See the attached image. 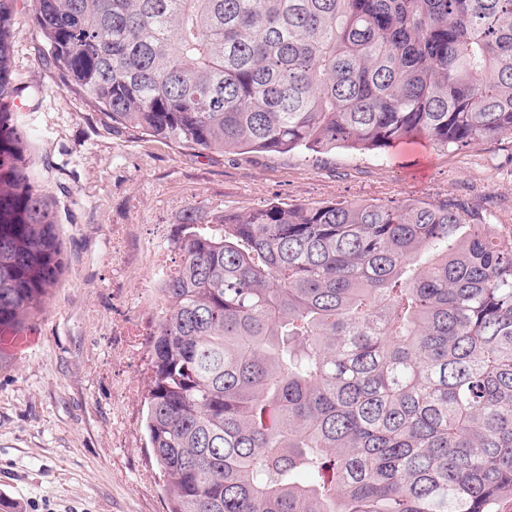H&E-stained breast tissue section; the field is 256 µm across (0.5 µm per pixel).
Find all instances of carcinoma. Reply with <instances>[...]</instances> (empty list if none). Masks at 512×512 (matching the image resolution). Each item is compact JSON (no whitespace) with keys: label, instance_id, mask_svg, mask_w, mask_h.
Wrapping results in <instances>:
<instances>
[{"label":"carcinoma","instance_id":"obj_1","mask_svg":"<svg viewBox=\"0 0 512 512\" xmlns=\"http://www.w3.org/2000/svg\"><path fill=\"white\" fill-rule=\"evenodd\" d=\"M0 329L62 271L3 111ZM42 61L114 127L206 152L512 133V0H35ZM146 428L169 512H495L512 498V225L461 199L187 207Z\"/></svg>","mask_w":512,"mask_h":512}]
</instances>
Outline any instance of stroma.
<instances>
[{
    "label": "stroma",
    "mask_w": 512,
    "mask_h": 512,
    "mask_svg": "<svg viewBox=\"0 0 512 512\" xmlns=\"http://www.w3.org/2000/svg\"><path fill=\"white\" fill-rule=\"evenodd\" d=\"M35 0L11 24L12 117L28 126L37 185L55 212L63 269L0 349V512H167L145 431L149 332L163 301L156 251L170 265L182 213L281 205L463 198L512 224V134L478 147L425 139L384 151L201 153L112 127L40 61ZM147 330L137 348L119 331Z\"/></svg>",
    "instance_id": "35a3bbf8"
}]
</instances>
